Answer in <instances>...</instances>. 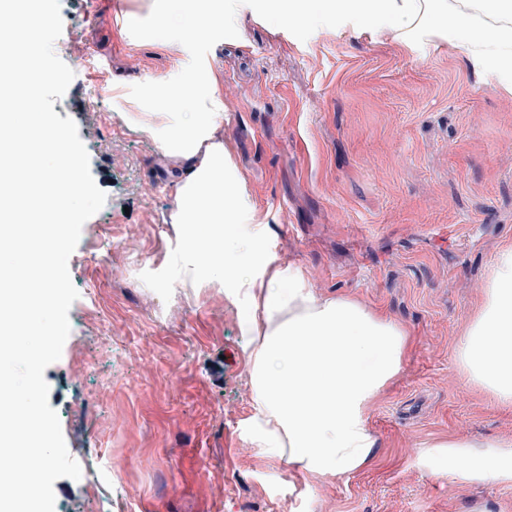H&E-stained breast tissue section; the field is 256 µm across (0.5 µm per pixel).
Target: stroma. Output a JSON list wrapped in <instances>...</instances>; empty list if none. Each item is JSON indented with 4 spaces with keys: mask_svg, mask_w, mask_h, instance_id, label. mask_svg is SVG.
<instances>
[{
    "mask_svg": "<svg viewBox=\"0 0 512 512\" xmlns=\"http://www.w3.org/2000/svg\"><path fill=\"white\" fill-rule=\"evenodd\" d=\"M84 60L53 109L77 125L107 196L68 262L79 293L44 378L82 476L54 512H512V486L433 474L428 444L512 436V408L466 380L461 338L512 244V70L474 65L425 27L295 23L272 0H223L206 41L161 0H60ZM332 33L323 41V33ZM207 62L224 82V147L266 248L322 295L402 323L411 349L369 415L374 456L313 479L255 448L249 338L220 288H184L171 256L179 162L89 109L95 83L134 87ZM137 449L128 458L129 449Z\"/></svg>",
    "mask_w": 512,
    "mask_h": 512,
    "instance_id": "35a3bbf8",
    "label": "stroma"
}]
</instances>
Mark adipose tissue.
I'll return each mask as SVG.
<instances>
[{"label": "adipose tissue", "mask_w": 512, "mask_h": 512, "mask_svg": "<svg viewBox=\"0 0 512 512\" xmlns=\"http://www.w3.org/2000/svg\"><path fill=\"white\" fill-rule=\"evenodd\" d=\"M326 16L392 21L399 34L437 20L452 47L475 63L512 67V28L479 24L448 6L432 14L422 0H278L277 11L304 21ZM127 121L148 133L165 156L184 163L171 190V223L182 238L177 262L188 288L221 287L241 305L250 336V440L311 477H344L373 455L369 411L399 374L409 333L349 296L323 297L303 268L270 257L244 207V183L219 130L224 85L212 68L180 81L160 80L134 95ZM468 379L512 407V245L495 256L483 304L460 345ZM427 465L458 483L512 485V439L475 449L467 439L430 444Z\"/></svg>", "instance_id": "obj_1"}]
</instances>
